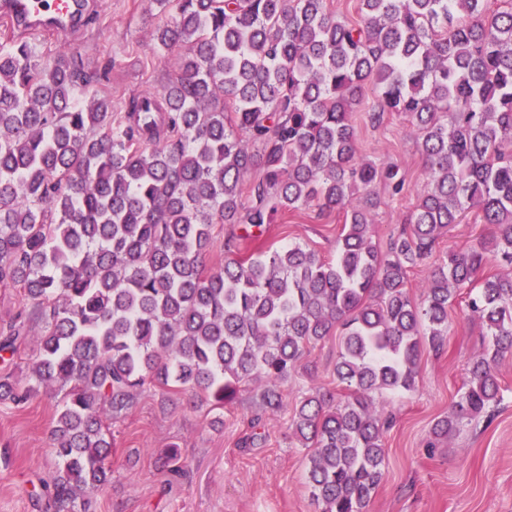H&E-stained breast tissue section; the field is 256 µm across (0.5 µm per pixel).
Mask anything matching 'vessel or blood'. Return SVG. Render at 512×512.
I'll return each mask as SVG.
<instances>
[{
  "mask_svg": "<svg viewBox=\"0 0 512 512\" xmlns=\"http://www.w3.org/2000/svg\"><path fill=\"white\" fill-rule=\"evenodd\" d=\"M86 13L85 0H0V21L31 32L40 31L45 17L61 19L69 30H77Z\"/></svg>",
  "mask_w": 512,
  "mask_h": 512,
  "instance_id": "obj_1",
  "label": "vessel or blood"
}]
</instances>
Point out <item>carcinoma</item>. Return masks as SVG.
I'll return each instance as SVG.
<instances>
[{
    "label": "carcinoma",
    "mask_w": 512,
    "mask_h": 512,
    "mask_svg": "<svg viewBox=\"0 0 512 512\" xmlns=\"http://www.w3.org/2000/svg\"><path fill=\"white\" fill-rule=\"evenodd\" d=\"M167 21L159 55L176 74L129 101L112 122L106 97L81 100L91 75L65 48L54 63L25 43L0 45V287L20 288L38 326L30 371L67 388L54 427L45 512H91L111 481L113 439L147 390L202 392L222 407L253 380L275 411L310 348L342 339L338 401L315 390L292 427L309 449L318 512H368L385 476L381 399L413 392L425 349H442L448 308L467 290L486 329L484 354L433 435L490 417L499 367L512 360V5L492 0H359L360 20L328 0H154ZM405 115L429 178L385 248L369 236L375 186L397 194L395 165L359 160L353 107ZM259 178L243 202L245 176ZM489 232L436 253L471 209ZM336 210V255L299 244L203 259L220 224L263 234L283 211ZM504 266L496 273L492 262ZM430 269L420 297L409 273ZM26 310L0 326V361L29 336ZM35 386L0 373V400L24 407ZM173 476L178 451L161 458Z\"/></svg>",
    "instance_id": "obj_1"
}]
</instances>
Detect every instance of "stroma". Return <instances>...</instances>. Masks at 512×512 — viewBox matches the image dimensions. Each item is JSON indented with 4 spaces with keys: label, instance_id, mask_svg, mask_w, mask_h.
<instances>
[{
    "label": "stroma",
    "instance_id": "1",
    "mask_svg": "<svg viewBox=\"0 0 512 512\" xmlns=\"http://www.w3.org/2000/svg\"><path fill=\"white\" fill-rule=\"evenodd\" d=\"M96 2L89 29L65 38L34 33L25 41L45 62L66 45L80 54L86 70L111 64L108 80L89 92L110 98L112 117L119 120L132 96L162 86L176 73L179 54L162 57L153 50V32L162 21L153 0ZM376 96L373 82H366L356 114L359 155L395 163L406 178L401 195L378 191L370 235L382 246L412 210L428 171L404 115H387L378 126L368 122L366 112ZM342 224L335 211L321 219L309 210L285 211L259 243L244 238L242 225L226 224L218 227L204 263L209 268L223 263L224 242L231 237L241 238L246 253L299 243L329 257ZM449 325L443 350L424 352L415 391L386 398L396 421L384 437L385 477L369 512H512V362L500 368L503 399L491 419L465 425L447 439H432L434 424L447 416L471 362L487 345L484 327L468 316L463 302L451 308ZM339 345L334 334L306 354L288 381L284 408L264 415L259 448L239 445L255 410V385L244 386L235 403L221 410L188 395L165 403L155 392L143 393L125 418L108 424L114 438L112 481L98 495L95 512H316L306 484L308 451L290 419L309 388L338 392ZM64 396V388L49 383L25 408L0 404V512H44L41 480L56 466L50 436ZM173 445L188 464L182 480L158 464Z\"/></svg>",
    "mask_w": 512,
    "mask_h": 512
}]
</instances>
